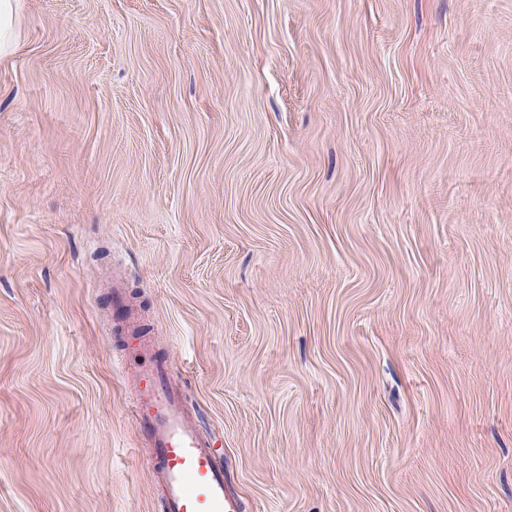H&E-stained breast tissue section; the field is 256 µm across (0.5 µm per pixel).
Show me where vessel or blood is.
Here are the masks:
<instances>
[{
    "mask_svg": "<svg viewBox=\"0 0 512 512\" xmlns=\"http://www.w3.org/2000/svg\"><path fill=\"white\" fill-rule=\"evenodd\" d=\"M125 373L132 385V415L148 447L147 464L162 512H244L229 491L224 452L186 407L171 367L149 342L133 336Z\"/></svg>",
    "mask_w": 512,
    "mask_h": 512,
    "instance_id": "1",
    "label": "vessel or blood"
}]
</instances>
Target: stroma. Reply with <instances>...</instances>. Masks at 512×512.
<instances>
[{"label": "stroma", "instance_id": "stroma-1", "mask_svg": "<svg viewBox=\"0 0 512 512\" xmlns=\"http://www.w3.org/2000/svg\"><path fill=\"white\" fill-rule=\"evenodd\" d=\"M14 25L0 512H161L133 319L245 512H512V0H23Z\"/></svg>", "mask_w": 512, "mask_h": 512}]
</instances>
